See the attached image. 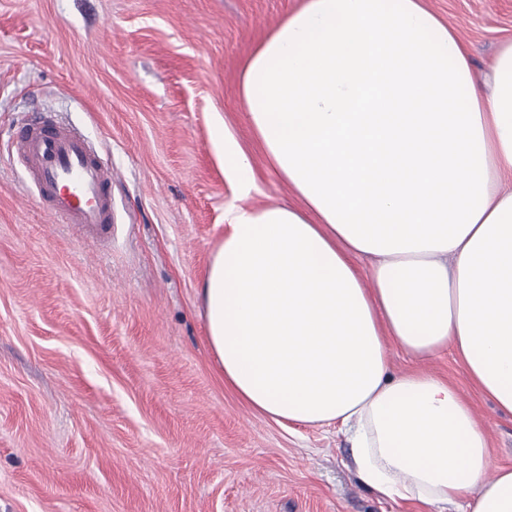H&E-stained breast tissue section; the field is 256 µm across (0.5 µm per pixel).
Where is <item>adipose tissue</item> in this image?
I'll use <instances>...</instances> for the list:
<instances>
[{
  "label": "adipose tissue",
  "instance_id": "adipose-tissue-1",
  "mask_svg": "<svg viewBox=\"0 0 512 512\" xmlns=\"http://www.w3.org/2000/svg\"><path fill=\"white\" fill-rule=\"evenodd\" d=\"M238 94L295 199L251 205L252 158L216 120L238 202L199 295L225 383L275 422L338 425L381 497L512 512V467L490 469L471 405L389 371L391 349L449 348L512 412V41L479 82L422 0H305L244 60Z\"/></svg>",
  "mask_w": 512,
  "mask_h": 512
}]
</instances>
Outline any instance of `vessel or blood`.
<instances>
[{"label":"vessel or blood","instance_id":"1","mask_svg":"<svg viewBox=\"0 0 512 512\" xmlns=\"http://www.w3.org/2000/svg\"><path fill=\"white\" fill-rule=\"evenodd\" d=\"M14 148L50 214L111 236L112 169L90 143L67 126L33 124Z\"/></svg>","mask_w":512,"mask_h":512}]
</instances>
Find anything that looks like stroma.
I'll use <instances>...</instances> for the list:
<instances>
[{"label":"stroma","instance_id":"35a3bbf8","mask_svg":"<svg viewBox=\"0 0 512 512\" xmlns=\"http://www.w3.org/2000/svg\"><path fill=\"white\" fill-rule=\"evenodd\" d=\"M304 0H0V512H421L363 484L335 427L277 424L216 370L198 288L234 197L210 149L254 141L240 68ZM483 79L512 0H424ZM79 128L118 172L112 235L56 221L9 151ZM453 383L512 466V413L451 352L390 372Z\"/></svg>","mask_w":512,"mask_h":512}]
</instances>
